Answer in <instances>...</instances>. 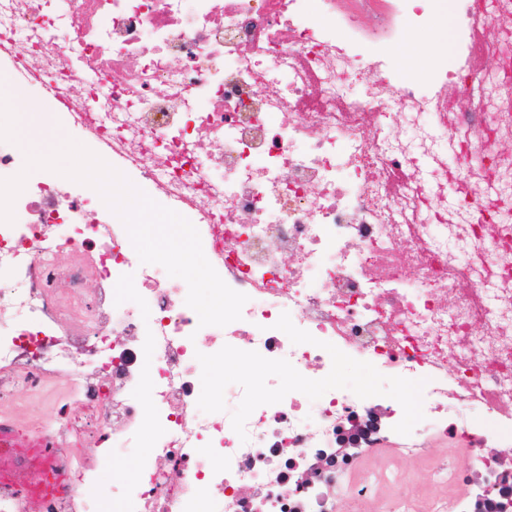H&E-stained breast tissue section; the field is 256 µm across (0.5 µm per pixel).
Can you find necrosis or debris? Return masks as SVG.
I'll list each match as a JSON object with an SVG mask.
<instances>
[{"instance_id":"necrosis-or-debris-1","label":"necrosis or debris","mask_w":512,"mask_h":512,"mask_svg":"<svg viewBox=\"0 0 512 512\" xmlns=\"http://www.w3.org/2000/svg\"><path fill=\"white\" fill-rule=\"evenodd\" d=\"M456 2L463 67L399 71L433 0H0V64L44 123L185 213L248 297L200 326L93 188L26 183L0 224V405L73 390L35 429L56 453L8 445L0 468L57 478L42 512H470L478 472L512 512V461L486 451L512 439V0ZM389 7L402 36L366 45ZM220 360L239 376L213 399ZM348 362L375 382H337ZM375 405L385 423L337 457ZM350 428H344L340 434L339 445L340 448L336 450V454L347 455V450L356 449L359 444V439L367 429L365 421H361L357 415H352L349 418Z\"/></svg>"}]
</instances>
